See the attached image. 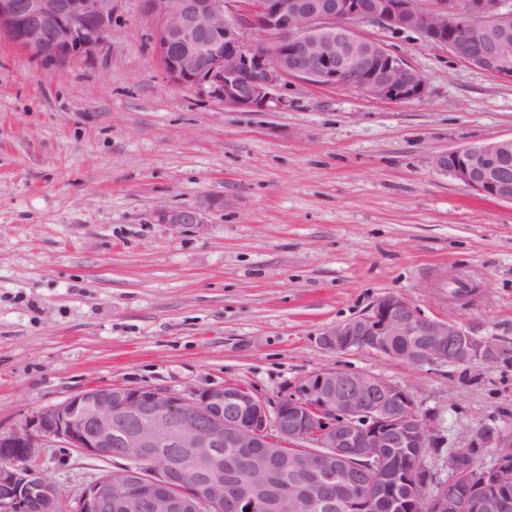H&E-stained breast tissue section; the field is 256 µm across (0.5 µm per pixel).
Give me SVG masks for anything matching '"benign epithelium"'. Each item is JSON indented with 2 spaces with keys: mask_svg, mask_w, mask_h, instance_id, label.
<instances>
[{
  "mask_svg": "<svg viewBox=\"0 0 512 512\" xmlns=\"http://www.w3.org/2000/svg\"><path fill=\"white\" fill-rule=\"evenodd\" d=\"M119 0H0V38L60 63L91 55L112 28ZM233 0H142L151 39L175 83L206 91L233 109H285L282 86H352L364 96L405 102L426 81L400 55L361 37L358 23L412 31L457 60L512 79V10L506 0H253L247 19L267 40L248 45ZM431 168L484 196L512 203V137L461 145L430 158ZM199 205L160 207L173 228L206 223ZM332 351L365 350L412 364L493 363L500 350L447 319L424 315L404 293L378 298L360 317L324 329ZM440 413L381 376L324 368L271 404L251 389L224 385L189 394L139 386H90L42 408L32 423L0 436V512H264L260 495L272 466L306 476L285 507L332 506L336 487L350 512H512V422L483 425L448 458L470 476L466 496L439 482L428 449L443 443ZM52 443L126 461L70 499L33 461ZM298 449L296 453L286 448ZM224 448H254L250 478L224 485ZM397 448H417L413 465ZM496 449L493 471L480 452ZM431 489L425 498L408 489Z\"/></svg>",
  "mask_w": 512,
  "mask_h": 512,
  "instance_id": "obj_1",
  "label": "benign epithelium"
}]
</instances>
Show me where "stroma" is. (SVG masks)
<instances>
[{
	"instance_id": "stroma-1",
	"label": "stroma",
	"mask_w": 512,
	"mask_h": 512,
	"mask_svg": "<svg viewBox=\"0 0 512 512\" xmlns=\"http://www.w3.org/2000/svg\"><path fill=\"white\" fill-rule=\"evenodd\" d=\"M141 0L91 57L45 63L0 39V434L93 385L188 393L243 384L277 401L313 371L371 372L438 409L446 459L512 418V203L431 169L512 137V82L415 32L358 25L426 80L405 103L289 82L288 109H230L165 74ZM222 198L204 226L162 206ZM470 296L448 298V279ZM391 292L502 358L410 365L319 337ZM64 497L117 463L44 449Z\"/></svg>"
}]
</instances>
